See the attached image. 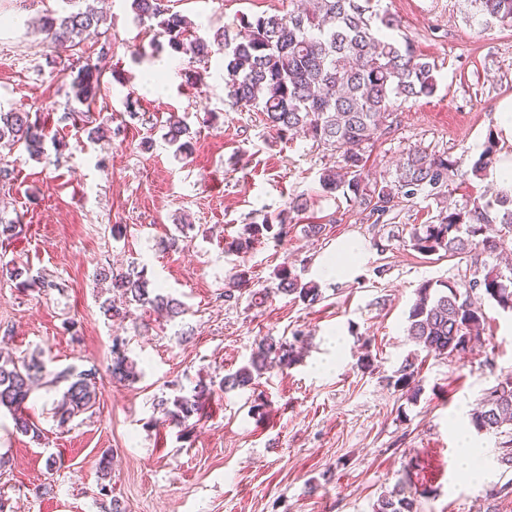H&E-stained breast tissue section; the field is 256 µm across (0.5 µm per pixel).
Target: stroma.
<instances>
[{
  "label": "stroma",
  "mask_w": 512,
  "mask_h": 512,
  "mask_svg": "<svg viewBox=\"0 0 512 512\" xmlns=\"http://www.w3.org/2000/svg\"><path fill=\"white\" fill-rule=\"evenodd\" d=\"M88 2L106 16V33L59 52L39 19L62 0H0V106L38 114L49 138L40 158L0 148L13 171L0 183V213L24 226L0 249L57 284L41 293L0 278V337L19 356L40 350L48 369L94 366L101 378L95 412L64 428L53 417L57 393H33L41 441L0 413V454L10 458L0 492L15 512H102L98 464L106 451L112 495L127 512H373L400 480L415 512H512V495H489L512 479L498 461L502 438L469 423L484 393L512 375V313L485 302L482 342L462 356L417 352L405 335L418 288H465L477 266L473 253L412 248V228L434 223L437 202L422 193L375 218L322 195L319 176L338 153L301 136L276 139L260 113L228 97L222 55L173 53L155 21L137 20L132 0ZM165 3L201 36L222 31L230 39L243 19L292 8L290 0ZM381 7L398 18L396 37L435 63L438 89L397 108L367 150V171L392 177L397 160L420 147L459 159L451 202L492 196L490 180L474 179L470 168L496 104L512 98V27L483 24L467 0ZM88 63L102 71L98 140L70 117L81 108L71 82ZM172 112L190 128L189 154H175L164 138ZM295 198L307 207L293 213L287 238L263 241L243 260L225 253V238ZM116 224L125 230L119 239ZM307 224L325 230L309 238ZM349 241L365 247L359 264L343 278L324 277L323 256ZM132 262L186 304L182 319L168 323L136 308L123 319L104 316L97 269ZM241 263L253 288L275 287L274 272L286 264L316 283L321 298L309 305L277 294L259 309L245 296L225 301ZM298 331L304 344L290 368L271 369L255 388L215 393L191 431L157 424V397L188 394L199 378L246 364L261 337ZM116 336L129 342L136 381L109 375ZM366 354L372 365L363 369L357 362ZM410 355L418 387L394 388Z\"/></svg>",
  "instance_id": "35a3bbf8"
}]
</instances>
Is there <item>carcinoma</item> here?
Listing matches in <instances>:
<instances>
[{"label":"carcinoma","mask_w":512,"mask_h":512,"mask_svg":"<svg viewBox=\"0 0 512 512\" xmlns=\"http://www.w3.org/2000/svg\"><path fill=\"white\" fill-rule=\"evenodd\" d=\"M473 16L485 23L512 27V0H470ZM140 19H156L161 35L167 37L171 51L203 60L212 53L224 56L228 96L245 108L262 112L266 125L283 140L301 135L340 153L336 166L319 176L324 194H340L347 200L382 217L400 198L424 193L441 200L458 171V161L449 155L424 149L409 151L396 165L392 178L370 182L363 176L365 149L382 135V126L394 114L397 104L431 97L438 88L435 66L417 54L410 41L400 42L388 34L398 27L397 19L371 10V0H317L314 10L285 15H260L247 22L245 33L229 42L221 34L213 39L194 35L191 23L178 13L163 8L161 0H132ZM106 18L91 6L63 15L48 12L40 18L41 29L51 43L61 49L76 47L84 35L99 33ZM76 99L89 104L100 92V72L89 64L79 68L73 82ZM166 138L177 151L189 147L183 137L189 134L184 119L172 113L166 120ZM22 146L31 156L45 153V127L29 112L0 110V143ZM497 141L488 135L478 158L471 165L473 176L482 179L495 163ZM306 203H289L274 220L246 224L242 232L226 243L227 251L246 255L267 236L280 239L288 235L290 213ZM512 232V195L501 193L486 202L473 200L462 207L439 211L437 223L413 228L411 246L426 255L440 251L462 255L477 248L494 255L501 248L504 233ZM7 275L24 289L36 287L47 292L56 287L51 281L31 274L30 267L0 259V276ZM276 292L292 295L303 303L320 300L318 286L303 281L288 265L277 271ZM97 281L108 284L112 297L101 304L103 313L120 317L124 307L136 304L166 321L186 314L183 302L157 288L147 277V268L133 264L127 270L111 266L99 269ZM248 294L255 307H263L271 297L268 288H250L248 271L232 275L224 289V300ZM512 311V275L496 265L474 271L465 293L444 283L435 288L422 285L408 315L406 332L420 350L436 356H453L480 339L486 325L483 300ZM303 338L294 334L293 342ZM293 342L274 336L263 337L247 364L225 375L220 381L198 380L191 395L169 401L161 398L156 406L161 413L158 424L190 428L189 421L203 409V403L216 391L244 389L258 384L273 366L289 367L297 351ZM112 379L125 382L140 375L130 358L128 342L112 340ZM415 359L407 358L397 371L394 386L405 388L416 382ZM50 386L61 391L55 406L59 426L94 410L98 400L99 372L96 368L68 366L50 371L41 354L20 357L0 353V410L12 416L16 431L41 439L42 430L28 411L27 403L36 389ZM479 432H500L512 427V377L488 390L470 417ZM375 512H414V502L405 496L403 483L377 500Z\"/></svg>","instance_id":"carcinoma-1"}]
</instances>
